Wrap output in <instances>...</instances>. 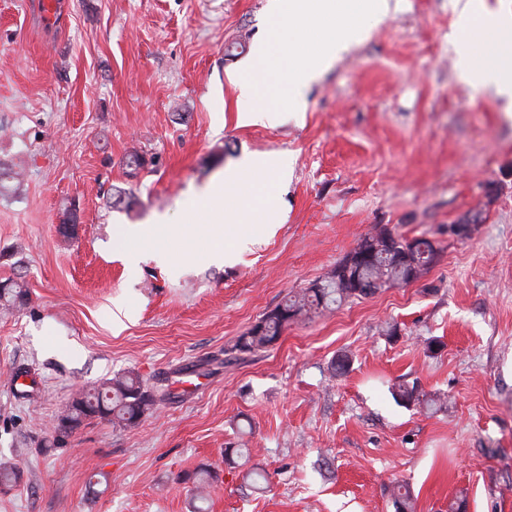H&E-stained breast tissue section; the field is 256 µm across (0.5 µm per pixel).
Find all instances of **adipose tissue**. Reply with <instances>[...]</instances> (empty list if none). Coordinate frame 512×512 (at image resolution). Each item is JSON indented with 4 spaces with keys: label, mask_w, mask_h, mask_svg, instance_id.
<instances>
[{
    "label": "adipose tissue",
    "mask_w": 512,
    "mask_h": 512,
    "mask_svg": "<svg viewBox=\"0 0 512 512\" xmlns=\"http://www.w3.org/2000/svg\"><path fill=\"white\" fill-rule=\"evenodd\" d=\"M456 33H474L473 43L460 50L458 68L471 82H486V68L495 69L493 80L500 95L512 98V5L499 0L489 6L486 0H461L455 23ZM287 173V162L279 155L251 156L239 165L227 169L221 179L211 183L199 198L210 211L216 237H223L225 225H235L234 241L247 245L251 236L247 230L249 211L240 207H224V197L233 194L243 182L267 187Z\"/></svg>",
    "instance_id": "ef3b65f1"
}]
</instances>
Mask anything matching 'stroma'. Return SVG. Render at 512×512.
<instances>
[{
  "instance_id": "stroma-1",
  "label": "stroma",
  "mask_w": 512,
  "mask_h": 512,
  "mask_svg": "<svg viewBox=\"0 0 512 512\" xmlns=\"http://www.w3.org/2000/svg\"><path fill=\"white\" fill-rule=\"evenodd\" d=\"M42 2L0 0V286L27 290L0 301V464L21 473L0 512H190L203 467L207 512H394L401 481L416 512H512V116L461 78L452 0H398L274 126L239 124L226 81L268 0H58L52 24ZM254 154L289 173L213 263L194 193ZM159 217L183 236L139 240ZM381 226L438 260L233 353ZM126 371L170 399L56 447L75 393ZM405 381L442 410L399 406Z\"/></svg>"
}]
</instances>
